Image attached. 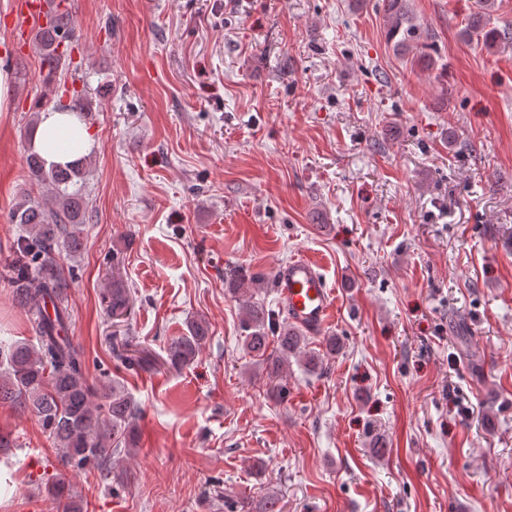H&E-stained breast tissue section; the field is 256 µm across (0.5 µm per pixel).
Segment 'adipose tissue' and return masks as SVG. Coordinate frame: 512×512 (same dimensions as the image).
<instances>
[{"instance_id":"ef3b65f1","label":"adipose tissue","mask_w":512,"mask_h":512,"mask_svg":"<svg viewBox=\"0 0 512 512\" xmlns=\"http://www.w3.org/2000/svg\"><path fill=\"white\" fill-rule=\"evenodd\" d=\"M94 147L92 132L76 112L53 108L41 112L33 137V149L47 163H76L88 156Z\"/></svg>"}]
</instances>
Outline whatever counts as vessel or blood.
Listing matches in <instances>:
<instances>
[{
	"instance_id": "b4317fda",
	"label": "vessel or blood",
	"mask_w": 512,
	"mask_h": 512,
	"mask_svg": "<svg viewBox=\"0 0 512 512\" xmlns=\"http://www.w3.org/2000/svg\"><path fill=\"white\" fill-rule=\"evenodd\" d=\"M65 9L63 0H16L19 18L15 37L28 42L32 29L47 28ZM275 288L289 322L309 332L320 331L328 322L333 307V292L316 262L298 257L279 268Z\"/></svg>"
}]
</instances>
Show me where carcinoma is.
<instances>
[{
    "label": "carcinoma",
    "mask_w": 512,
    "mask_h": 512,
    "mask_svg": "<svg viewBox=\"0 0 512 512\" xmlns=\"http://www.w3.org/2000/svg\"><path fill=\"white\" fill-rule=\"evenodd\" d=\"M386 34L397 50L416 46L414 63L429 70L435 59L427 46L418 44L420 27L414 22L410 0H383ZM480 35L492 49L500 42L512 44V30L486 28L483 14L470 17L462 29L466 39ZM73 33L69 19L51 29H38L33 46L39 55L43 81L51 83L57 74L72 64ZM86 89L66 88L56 100L60 110L82 104ZM69 97L70 102L63 101ZM30 176L41 192H24L11 214L16 224L25 225L26 234L13 244V254L5 271L14 291L15 301L27 312L38 344L26 341H0V403H18L32 410L55 443L58 456L65 464L76 467H101L110 449L135 446V409L117 381L93 390L88 385L82 354L67 336L70 313L66 290L69 283L63 274L60 253L69 255L81 250L83 225L89 211L83 200L81 179L83 165L72 169L48 168L41 158L27 156ZM245 278L226 279L227 291L239 303L241 327L245 332L244 350L254 363L264 367L272 391L279 397L287 393L283 373L292 357L304 354L303 364L310 372L322 369L318 352L303 353L306 336L290 325L280 313L265 302L253 299L245 289ZM104 299L114 317L127 315L132 304L131 292L119 281H112ZM208 337L202 321L188 325V334L179 336L168 346V363L178 368L192 362ZM52 494L62 505V512H81L64 482L52 485Z\"/></svg>",
    "instance_id": "carcinoma-1"
}]
</instances>
